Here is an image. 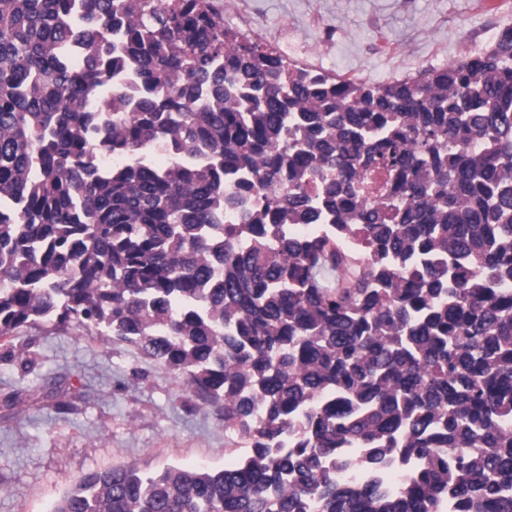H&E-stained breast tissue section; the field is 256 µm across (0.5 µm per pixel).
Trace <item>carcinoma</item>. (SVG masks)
Masks as SVG:
<instances>
[{
	"mask_svg": "<svg viewBox=\"0 0 512 512\" xmlns=\"http://www.w3.org/2000/svg\"><path fill=\"white\" fill-rule=\"evenodd\" d=\"M0 279V339L132 343L246 448L52 512H512V28L376 85L211 0H0Z\"/></svg>",
	"mask_w": 512,
	"mask_h": 512,
	"instance_id": "carcinoma-1",
	"label": "carcinoma"
}]
</instances>
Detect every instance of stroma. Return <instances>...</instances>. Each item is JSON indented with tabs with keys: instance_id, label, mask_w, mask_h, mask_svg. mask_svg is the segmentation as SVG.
Wrapping results in <instances>:
<instances>
[{
	"instance_id": "stroma-1",
	"label": "stroma",
	"mask_w": 512,
	"mask_h": 512,
	"mask_svg": "<svg viewBox=\"0 0 512 512\" xmlns=\"http://www.w3.org/2000/svg\"><path fill=\"white\" fill-rule=\"evenodd\" d=\"M244 2L288 56L373 84L446 65L512 26V0ZM240 455L223 421L134 344L43 324L0 344V512H49L95 470L223 468Z\"/></svg>"
}]
</instances>
